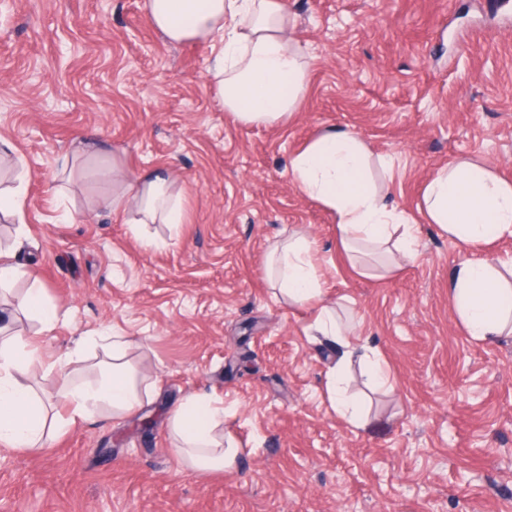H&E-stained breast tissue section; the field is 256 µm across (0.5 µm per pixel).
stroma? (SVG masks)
Here are the masks:
<instances>
[{
	"mask_svg": "<svg viewBox=\"0 0 512 512\" xmlns=\"http://www.w3.org/2000/svg\"><path fill=\"white\" fill-rule=\"evenodd\" d=\"M289 4L307 92L287 123L244 129L208 50L168 44L142 0H0V142L29 172L25 222L0 220V250L59 310L48 358L79 352L84 371L100 334L143 340L130 357L157 384L133 416L100 412L40 451L0 445V512H512V335L484 343L458 322L448 281L466 249L419 209L458 159L512 182V0ZM329 126L371 148L372 181L419 226L414 261L351 265L295 185L291 155ZM115 164L173 171L184 223L112 215ZM298 230L325 300L391 374L373 389L352 368L357 427L328 401L337 354L309 338L311 308L278 301L264 274ZM196 393L224 404L230 470L202 476L168 452V413Z\"/></svg>",
	"mask_w": 512,
	"mask_h": 512,
	"instance_id": "35a3bbf8",
	"label": "stroma"
}]
</instances>
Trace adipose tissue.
<instances>
[{
    "mask_svg": "<svg viewBox=\"0 0 512 512\" xmlns=\"http://www.w3.org/2000/svg\"><path fill=\"white\" fill-rule=\"evenodd\" d=\"M143 12L167 43L209 48L221 106L241 126L274 127L296 112L308 85L309 62L292 36L296 20L288 0H143ZM368 160L369 148L358 135L331 127L293 153L290 171L298 188L334 216L336 237L348 255L392 249L402 259H414L418 228L405 212L389 205L386 191L370 182ZM112 182V213L130 215L135 224L180 223L172 172L155 169L130 176L116 166ZM422 211L429 223L470 249L491 239L512 238V183L487 166L460 160L430 178ZM268 275L289 303L315 308L311 331L340 353L329 383L332 406L341 417L358 422L361 404L346 392L343 371L359 364L378 387L386 384L388 373L361 344L353 326L339 321L335 310L324 304L313 249L304 234L274 247ZM22 279L28 286L14 294L16 306L37 320L43 332H52L58 311L47 301L39 278L0 259L1 289ZM448 299L475 340L490 342L512 334V268L467 257L448 284ZM131 347L126 337H108L104 359L87 378L72 375L70 358L50 363L57 372L56 396L62 405L54 413L41 407L27 382L32 371L47 364L38 338L0 336V445L21 450L43 446L101 408L117 419L137 413L153 396L154 386L129 360ZM222 414L214 400L199 394L170 410L171 453L182 467L199 474L233 467L238 450L224 443Z\"/></svg>",
    "mask_w": 512,
    "mask_h": 512,
    "instance_id": "obj_1",
    "label": "adipose tissue"
}]
</instances>
